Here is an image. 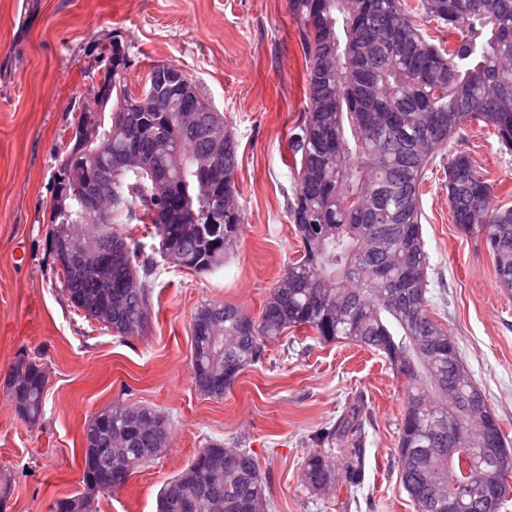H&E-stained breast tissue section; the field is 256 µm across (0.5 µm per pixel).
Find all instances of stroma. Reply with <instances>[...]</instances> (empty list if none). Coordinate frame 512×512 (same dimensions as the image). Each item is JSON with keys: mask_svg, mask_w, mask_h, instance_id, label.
<instances>
[{"mask_svg": "<svg viewBox=\"0 0 512 512\" xmlns=\"http://www.w3.org/2000/svg\"><path fill=\"white\" fill-rule=\"evenodd\" d=\"M121 43L127 85L154 64L179 66L224 115L238 145L242 231L210 274L166 266L142 336L120 337L85 319L64 289L51 247V209L77 108L99 79L100 57ZM307 69L288 0H0V472L6 512H54L81 490L84 428L118 400L165 414L172 442L159 459L102 498L101 512H156L159 491L212 443L250 452L266 478L271 512H416L395 461L404 392L382 354L321 344L288 330L265 345L223 398L194 383L192 319L208 302L251 317L301 244L288 218L296 176L290 132L306 107ZM467 150L512 206V153L487 128L463 132ZM442 171L428 173L422 234L436 318L456 340L512 438V294L491 255L452 223ZM42 364L44 414L21 420L6 391L18 359ZM359 410L361 435L341 433ZM321 452L336 480L314 493L306 457ZM361 468L360 484L349 473Z\"/></svg>", "mask_w": 512, "mask_h": 512, "instance_id": "stroma-1", "label": "stroma"}]
</instances>
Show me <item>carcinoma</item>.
I'll list each match as a JSON object with an SVG mask.
<instances>
[{"instance_id":"carcinoma-1","label":"carcinoma","mask_w":512,"mask_h":512,"mask_svg":"<svg viewBox=\"0 0 512 512\" xmlns=\"http://www.w3.org/2000/svg\"><path fill=\"white\" fill-rule=\"evenodd\" d=\"M307 62V108L291 135V164L298 184L288 206L303 250L271 289L258 318L231 303H207L192 321V369L197 389L214 399L231 384L225 369L259 361L265 342L290 328L306 329L320 343L347 341L385 355L396 377L404 376V412L396 449L403 488L417 512H448V473L464 497L457 512H501L507 496L490 471L512 476V442L502 428L493 433L498 454L480 451L478 404L487 397L464 365L459 350L448 352V328L429 310L428 256L421 209L429 167L442 163L448 207L460 233L485 244L497 285L512 293V207L491 203L494 187L472 156L453 148L470 124L492 130L512 150V0H289ZM448 29V46L435 44L417 18ZM103 60L115 71L112 110L131 111L142 132L141 156H124L126 142L111 134V113H80L74 139L64 151L70 166L58 170L55 199L70 202L71 223L82 212V194L68 168L90 177L112 178V237H95L82 224V243L112 273V315L95 276L62 269L65 291L83 317L120 336L152 309L151 283L159 269L156 252L117 229L150 224L159 248L197 273L224 265L241 231L236 203L237 145L224 132V188L203 174L210 142L203 124L189 126L203 93L180 112H135L128 90V57L122 45ZM471 101L456 125L448 112ZM112 147L108 163L83 151L77 139L90 134ZM162 135L182 165L154 149ZM170 193L154 195V178ZM224 194V223L207 224L206 212ZM170 219L161 222L156 207ZM7 389L19 417L30 424L43 415L46 373L34 361L18 360ZM165 419L144 406L116 401L95 413L85 432L98 434L94 467L83 462V490L57 501L60 512H99V500L125 485L137 469L169 448L171 437L147 425ZM192 461L157 497V512H180L182 491L203 487L195 512H269L265 480L246 451ZM457 452L448 456V449ZM303 480L312 492L332 487L335 476L323 455L311 453Z\"/></svg>"}]
</instances>
